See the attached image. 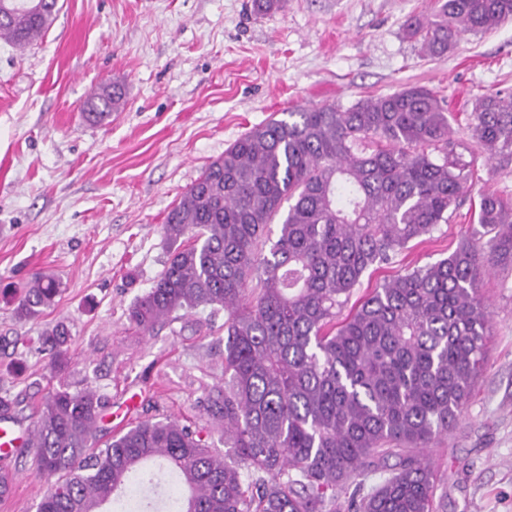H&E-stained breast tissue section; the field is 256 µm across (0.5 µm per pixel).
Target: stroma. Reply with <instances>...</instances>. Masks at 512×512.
<instances>
[{"label":"stroma","instance_id":"stroma-1","mask_svg":"<svg viewBox=\"0 0 512 512\" xmlns=\"http://www.w3.org/2000/svg\"><path fill=\"white\" fill-rule=\"evenodd\" d=\"M45 36L0 42V395L29 428L49 392L93 388L107 405L97 437L175 418L224 453L203 409L224 383V314L146 331L128 309L162 271L169 209L243 134L300 107H348L423 85L445 100L455 139L474 140V97L512 89V23L462 36L442 59L420 53L404 25L433 0H288L255 15L251 0H59ZM125 88L123 107L89 122L82 103L100 83ZM512 201V161L477 154L470 191L450 224L398 255L392 271L447 257L478 240L481 194ZM61 293L40 317L15 315L13 289L33 273ZM491 312L486 365L447 436L430 449L444 477L443 512H512V267L480 283ZM65 323L70 362L50 369L37 338ZM15 470L0 512H36L47 483L33 454Z\"/></svg>","mask_w":512,"mask_h":512}]
</instances>
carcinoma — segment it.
<instances>
[{
	"mask_svg": "<svg viewBox=\"0 0 512 512\" xmlns=\"http://www.w3.org/2000/svg\"><path fill=\"white\" fill-rule=\"evenodd\" d=\"M434 2L405 25L430 57L512 21V0ZM52 20L46 0H0V40L17 48ZM123 97L101 84L82 111L101 122ZM469 121L488 157L512 158V91L477 97ZM467 151L424 86L287 112L237 139L168 211L167 262L129 308L148 331L180 311L224 309V387L204 410L232 458L171 419L138 421L101 448L103 398L59 388L33 424L37 469L52 480L37 512H102L132 484L127 512H154L158 473L141 464L155 458L189 492L175 512H437L427 449L484 370L490 312L478 284L512 263V204L481 197L487 251L467 240L357 290L451 223L474 178ZM60 292L38 273L15 314L36 318ZM69 341L62 322L39 336L52 370L67 366Z\"/></svg>",
	"mask_w": 512,
	"mask_h": 512,
	"instance_id": "obj_1",
	"label": "carcinoma"
}]
</instances>
